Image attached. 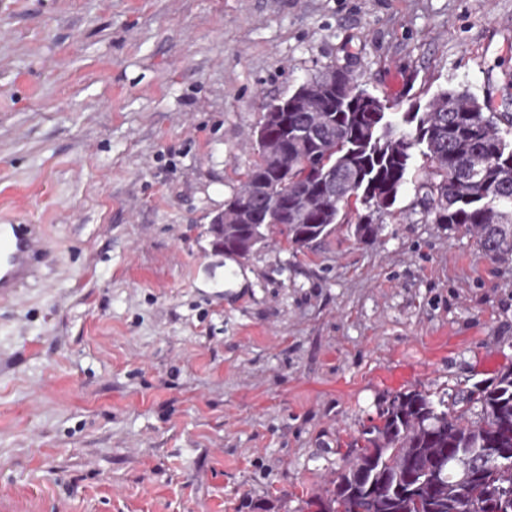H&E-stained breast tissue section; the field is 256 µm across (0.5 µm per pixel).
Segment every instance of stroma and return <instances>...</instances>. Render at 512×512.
<instances>
[{"mask_svg": "<svg viewBox=\"0 0 512 512\" xmlns=\"http://www.w3.org/2000/svg\"><path fill=\"white\" fill-rule=\"evenodd\" d=\"M328 66L512 113V0H0V224L49 249L0 302V512H318L393 395L512 368V264L425 216L423 156L376 238L214 249Z\"/></svg>", "mask_w": 512, "mask_h": 512, "instance_id": "35a3bbf8", "label": "stroma"}]
</instances>
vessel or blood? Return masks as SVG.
Segmentation results:
<instances>
[{
	"instance_id": "obj_1",
	"label": "vessel or blood",
	"mask_w": 512,
	"mask_h": 512,
	"mask_svg": "<svg viewBox=\"0 0 512 512\" xmlns=\"http://www.w3.org/2000/svg\"><path fill=\"white\" fill-rule=\"evenodd\" d=\"M48 252L37 225L0 224V301L34 277Z\"/></svg>"
}]
</instances>
